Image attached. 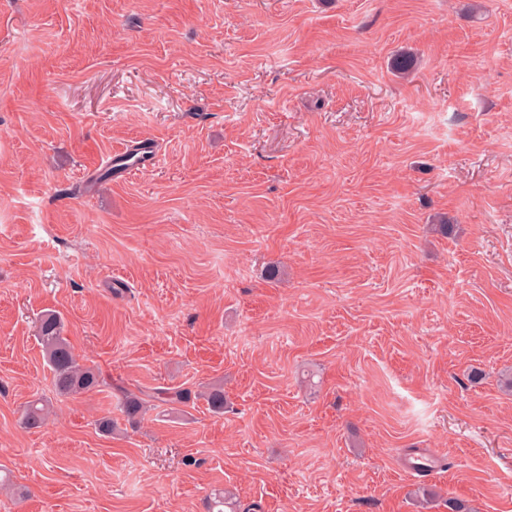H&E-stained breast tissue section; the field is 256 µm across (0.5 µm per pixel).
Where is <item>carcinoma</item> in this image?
I'll use <instances>...</instances> for the list:
<instances>
[{
  "instance_id": "obj_1",
  "label": "carcinoma",
  "mask_w": 512,
  "mask_h": 512,
  "mask_svg": "<svg viewBox=\"0 0 512 512\" xmlns=\"http://www.w3.org/2000/svg\"><path fill=\"white\" fill-rule=\"evenodd\" d=\"M38 341L53 374V386L60 397H74L98 390L103 384L99 374L91 367L79 363L77 356L64 336L61 317L55 312L46 313L38 325ZM210 409L224 412V389L211 387L201 394ZM159 400L171 404H187L191 391L178 388L142 389L138 392L123 391L122 413L130 423H136L148 409V404ZM51 408L48 401L36 398L27 402L20 417V424L27 430L45 425Z\"/></svg>"
}]
</instances>
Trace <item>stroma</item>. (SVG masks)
I'll use <instances>...</instances> for the list:
<instances>
[{"instance_id":"stroma-1","label":"stroma","mask_w":512,"mask_h":512,"mask_svg":"<svg viewBox=\"0 0 512 512\" xmlns=\"http://www.w3.org/2000/svg\"><path fill=\"white\" fill-rule=\"evenodd\" d=\"M511 376L512 0H0V512H512ZM64 333L61 317L46 313L38 325V341L53 374V386L59 397L67 398L98 391L103 384L91 367L80 364ZM122 413L130 423H137L148 409L151 401L159 400L171 404H187L191 401V391L178 388H153L150 391L138 390V394L123 390ZM51 408L48 401L36 398L27 402L20 417V424L27 430L39 429L45 425Z\"/></svg>"}]
</instances>
